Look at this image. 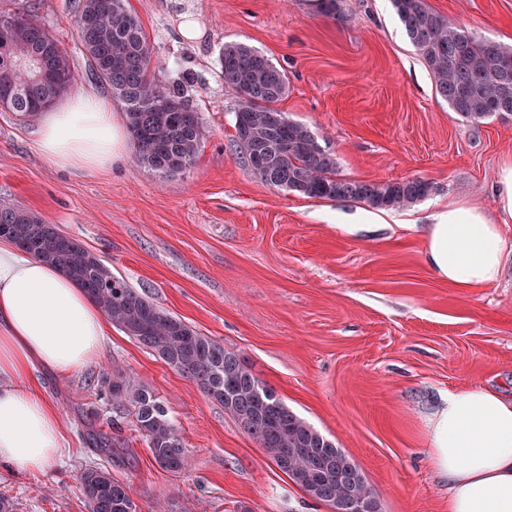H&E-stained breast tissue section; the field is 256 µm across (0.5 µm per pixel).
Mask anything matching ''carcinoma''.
Listing matches in <instances>:
<instances>
[{"mask_svg":"<svg viewBox=\"0 0 512 512\" xmlns=\"http://www.w3.org/2000/svg\"><path fill=\"white\" fill-rule=\"evenodd\" d=\"M405 34L435 79L437 94L462 120L480 124L512 118V49L480 39L432 10L427 0H391ZM0 25V107L34 118L44 98L77 83L60 42L29 12L9 14ZM76 36L94 74L119 100L140 167L161 177L179 175L195 162L206 129L188 105L181 85L162 86L150 75L151 48L125 0H79ZM224 82L237 95L234 142L243 165L260 182L309 198L349 199L375 209L400 208L425 198L430 183L341 178L336 158L303 123L276 104L288 93L286 73L261 52L241 43L224 45ZM4 237L61 269L83 288L112 324L155 352L204 390L222 391L217 402L232 413L274 464L310 497L330 510L336 504L376 497L343 453L326 457L328 439L306 424L214 338L191 329L137 293L100 258L68 248L36 213L0 205ZM101 386L112 413L133 414L134 425L163 469L188 468L189 456L166 406L147 387L121 372L105 373ZM88 512H139L129 488L95 463L80 471Z\"/></svg>","mask_w":512,"mask_h":512,"instance_id":"cac0c4a2","label":"carcinoma"}]
</instances>
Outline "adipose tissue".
I'll return each instance as SVG.
<instances>
[{
	"label": "adipose tissue",
	"instance_id": "ef3b65f1",
	"mask_svg": "<svg viewBox=\"0 0 512 512\" xmlns=\"http://www.w3.org/2000/svg\"><path fill=\"white\" fill-rule=\"evenodd\" d=\"M36 147L61 169H106L125 155V133L109 97L70 96L40 119ZM512 156L496 171L494 209L452 200L424 229L423 260L457 288L496 284L512 242ZM108 321L57 267L0 239V463L25 473L63 452L60 415L31 381L42 366L60 377L100 352ZM428 461L448 482V512H512V396L479 385L451 391L422 418Z\"/></svg>",
	"mask_w": 512,
	"mask_h": 512
}]
</instances>
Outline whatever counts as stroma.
<instances>
[{"label": "stroma", "mask_w": 512, "mask_h": 512, "mask_svg": "<svg viewBox=\"0 0 512 512\" xmlns=\"http://www.w3.org/2000/svg\"><path fill=\"white\" fill-rule=\"evenodd\" d=\"M478 37L512 48V0H427ZM152 48L154 80L185 81L209 130L193 166L162 178L135 149L105 171L62 170L36 150L38 123L0 108V203L23 206L81 240L139 294L222 341L290 410L348 454L382 512H447L430 468L422 415L474 385L512 393V265L489 288L439 280L422 258L423 225L448 200L492 208L512 119L463 121L405 36L390 0H126ZM77 0H0L33 12L66 49L74 93H104L75 36ZM195 36L182 32L185 17ZM265 54L288 76L279 107L355 180L421 178L429 195L400 209L321 200L263 185L233 142L236 94L225 43ZM120 371L167 402L190 455L160 468L132 416L112 434V474L141 512H330L295 486L238 421L117 327L69 379L34 377L66 427V448L30 475L0 464L16 512H87L79 480L97 458L85 437L108 399L97 380Z\"/></svg>", "instance_id": "obj_1"}]
</instances>
